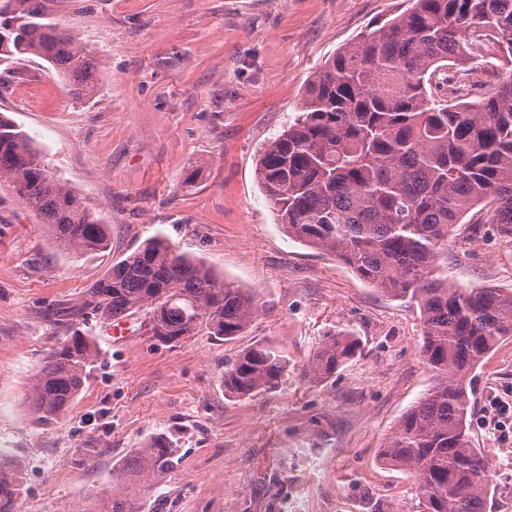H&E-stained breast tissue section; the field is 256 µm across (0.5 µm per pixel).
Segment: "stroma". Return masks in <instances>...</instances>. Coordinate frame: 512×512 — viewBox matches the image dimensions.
I'll use <instances>...</instances> for the list:
<instances>
[{"label":"stroma","mask_w":512,"mask_h":512,"mask_svg":"<svg viewBox=\"0 0 512 512\" xmlns=\"http://www.w3.org/2000/svg\"><path fill=\"white\" fill-rule=\"evenodd\" d=\"M98 61L95 95L76 98L37 57L0 65V113L33 136L50 171L108 228L106 251L58 250L0 181V453L19 461L11 512H75L113 465L163 435L176 465L144 512H418L417 477L382 465L399 417L430 388L420 312L335 256L289 238L256 177L268 142L297 115L314 74L407 0H45ZM201 176L185 178L193 169ZM253 294L236 339L151 336L144 314L113 340L76 318L112 264L156 235ZM457 287L512 288V235L476 224L448 239ZM97 357L70 410L32 415L35 374L72 327ZM348 328L362 351L322 381L310 353ZM271 344L288 355L272 392L231 398L224 365ZM512 339L476 370L469 435L490 461L492 512H512Z\"/></svg>","instance_id":"35a3bbf8"}]
</instances>
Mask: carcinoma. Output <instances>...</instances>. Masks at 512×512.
<instances>
[{
    "mask_svg": "<svg viewBox=\"0 0 512 512\" xmlns=\"http://www.w3.org/2000/svg\"><path fill=\"white\" fill-rule=\"evenodd\" d=\"M411 7L362 33L307 85L300 114L272 139L258 183L288 236L334 255L383 294L417 302L420 353L432 386L395 424L379 456L417 475L421 512H490V462L471 446L473 372L512 337V289L459 288L448 274V237L480 205L512 235V0H410ZM0 63L43 59L76 97L92 96L98 64L47 16L44 0H0ZM473 55L492 60L493 92L471 102L469 86L445 77ZM47 226L61 250L108 245L106 225L55 179L41 151L0 114V179ZM84 308L105 320L143 312L150 332L176 341L204 332L234 339L258 308L252 295L202 262L149 239L89 288ZM360 352L347 329L331 332L304 367L330 377ZM96 357L75 327L49 354L27 396L53 422L81 390ZM288 354L270 344L241 350L224 366L235 397L277 389ZM174 467L170 442L152 439L112 470L115 493L78 512H143L152 479ZM17 460L0 454V512L20 492Z\"/></svg>",
    "mask_w": 512,
    "mask_h": 512,
    "instance_id": "1",
    "label": "carcinoma"
}]
</instances>
